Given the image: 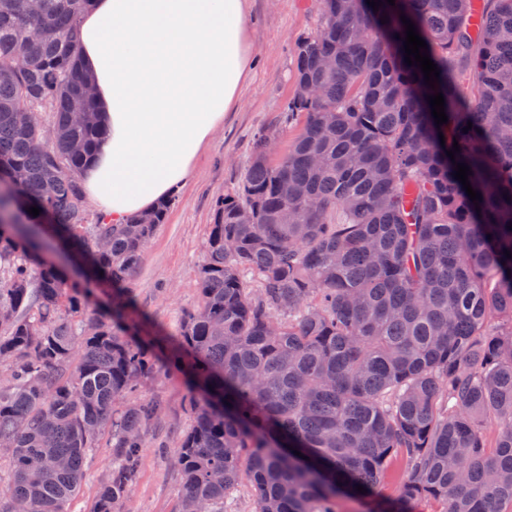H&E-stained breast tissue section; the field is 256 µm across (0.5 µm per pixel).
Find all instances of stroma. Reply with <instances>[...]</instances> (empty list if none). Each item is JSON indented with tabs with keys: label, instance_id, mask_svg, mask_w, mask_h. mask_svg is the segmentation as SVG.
<instances>
[{
	"label": "stroma",
	"instance_id": "35a3bbf8",
	"mask_svg": "<svg viewBox=\"0 0 512 512\" xmlns=\"http://www.w3.org/2000/svg\"><path fill=\"white\" fill-rule=\"evenodd\" d=\"M320 20L318 0H252L246 25L258 65L243 88L239 108L229 113L197 160L192 180L177 192L165 224L157 227L144 250L130 283L133 307L129 323L175 338L186 313L198 307L196 272L206 258L216 201L237 192L257 134L272 137L270 161L275 164L287 154L302 128V118H289L286 112L294 92V48ZM192 396L183 375L161 367L145 378L128 400L115 404L118 416L131 402H150L159 408L157 417L142 426L145 446L122 512H178L183 480L176 451L193 427ZM110 443V435L101 436L69 512H92L96 495L111 473Z\"/></svg>",
	"mask_w": 512,
	"mask_h": 512
}]
</instances>
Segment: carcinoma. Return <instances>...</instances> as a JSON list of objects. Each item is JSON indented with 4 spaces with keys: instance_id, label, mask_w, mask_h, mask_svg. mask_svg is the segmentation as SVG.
I'll return each instance as SVG.
<instances>
[{
    "instance_id": "cac0c4a2",
    "label": "carcinoma",
    "mask_w": 512,
    "mask_h": 512,
    "mask_svg": "<svg viewBox=\"0 0 512 512\" xmlns=\"http://www.w3.org/2000/svg\"><path fill=\"white\" fill-rule=\"evenodd\" d=\"M91 2L0 0V173L26 176L0 185V512H67L106 428L118 453L94 512H119L157 408L112 407L165 346L198 393L178 512H230L244 482L255 512H336L373 499L394 459L398 496L370 512H512V0H322L295 47L301 132L276 165L255 139L170 346L124 323V285L169 204L91 221L77 177L104 134L77 51ZM402 15L433 88L405 62ZM27 108L52 114L50 141L17 122ZM104 281L110 307L82 317Z\"/></svg>"
}]
</instances>
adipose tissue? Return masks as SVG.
Masks as SVG:
<instances>
[{
    "mask_svg": "<svg viewBox=\"0 0 512 512\" xmlns=\"http://www.w3.org/2000/svg\"><path fill=\"white\" fill-rule=\"evenodd\" d=\"M250 0H96L79 49L107 133L82 175L85 195L120 224L189 180L240 102L256 62Z\"/></svg>",
    "mask_w": 512,
    "mask_h": 512,
    "instance_id": "ef3b65f1",
    "label": "adipose tissue"
}]
</instances>
